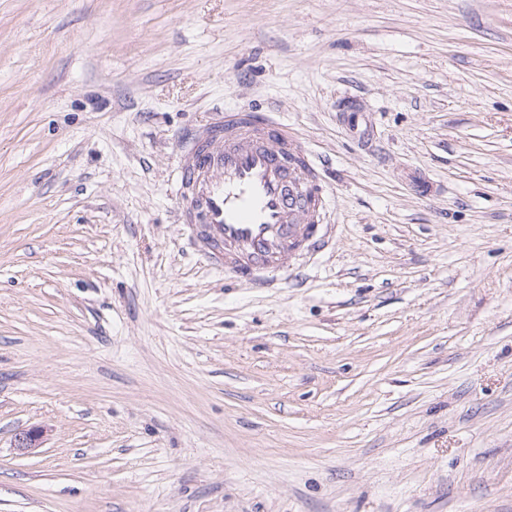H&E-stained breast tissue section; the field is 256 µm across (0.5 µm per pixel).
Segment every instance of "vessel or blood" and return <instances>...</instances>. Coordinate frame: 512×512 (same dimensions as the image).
Segmentation results:
<instances>
[{"instance_id": "vessel-or-blood-1", "label": "vessel or blood", "mask_w": 512, "mask_h": 512, "mask_svg": "<svg viewBox=\"0 0 512 512\" xmlns=\"http://www.w3.org/2000/svg\"><path fill=\"white\" fill-rule=\"evenodd\" d=\"M176 217L214 268L246 285L331 234L321 166L270 112L226 110L177 153Z\"/></svg>"}]
</instances>
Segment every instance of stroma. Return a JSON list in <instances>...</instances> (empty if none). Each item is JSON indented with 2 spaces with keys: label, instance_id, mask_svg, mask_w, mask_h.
I'll use <instances>...</instances> for the list:
<instances>
[{
  "label": "stroma",
  "instance_id": "1",
  "mask_svg": "<svg viewBox=\"0 0 512 512\" xmlns=\"http://www.w3.org/2000/svg\"><path fill=\"white\" fill-rule=\"evenodd\" d=\"M240 108L336 227L265 290L174 219ZM0 512H512V0H0Z\"/></svg>",
  "mask_w": 512,
  "mask_h": 512
}]
</instances>
